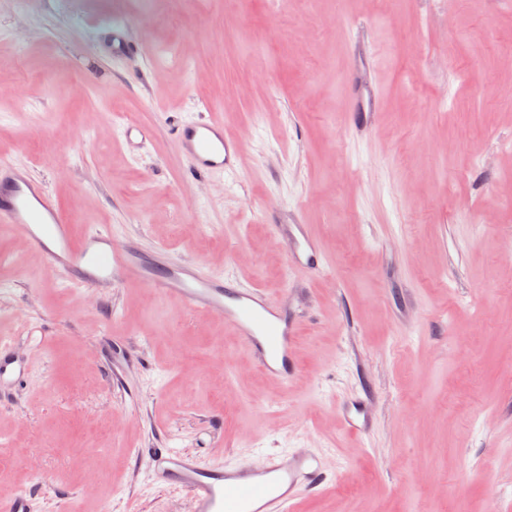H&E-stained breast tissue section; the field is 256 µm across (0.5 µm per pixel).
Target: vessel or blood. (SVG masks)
<instances>
[{"label":"vessel or blood","instance_id":"vessel-or-blood-1","mask_svg":"<svg viewBox=\"0 0 512 512\" xmlns=\"http://www.w3.org/2000/svg\"><path fill=\"white\" fill-rule=\"evenodd\" d=\"M104 33L112 38V53L125 56L137 51L123 24L106 21ZM121 138L129 151L151 143V130L125 121ZM179 151L198 173H221L237 178L240 140L225 136L224 122L203 118L180 123L175 131ZM0 223L19 232L27 246L39 253L49 269L67 272L73 283L88 288H108L119 282L175 295L186 307L219 313L226 329L251 353L259 370L285 383L296 373L294 343L299 325L288 316L287 300H272L263 289L243 288L235 277L200 275L193 264L169 265L148 258L132 246L117 242L103 228L76 232L55 194L30 178L24 167L0 161ZM275 234L288 256L306 274L320 272L326 257L307 225L287 229L278 224ZM29 371L27 361L0 343V386L21 385ZM339 418L352 434L367 432L371 415L366 396L355 394L337 406ZM155 483L189 492L196 512H296L303 489L328 484L317 455L296 451L264 457L256 466L206 465L170 448L151 452ZM0 512H36L34 497L20 490L0 499Z\"/></svg>","mask_w":512,"mask_h":512}]
</instances>
